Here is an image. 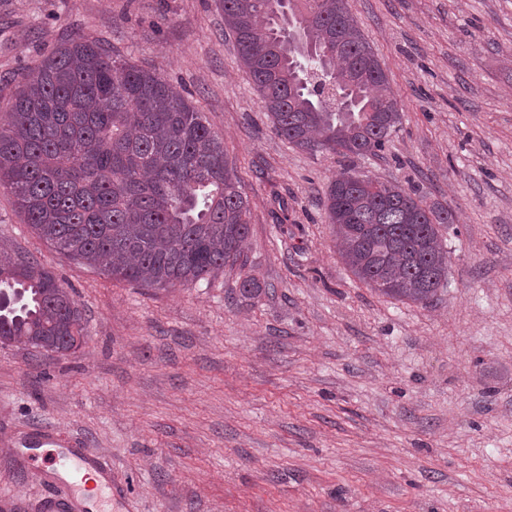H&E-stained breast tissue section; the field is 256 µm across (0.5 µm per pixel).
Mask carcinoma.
<instances>
[{"label": "carcinoma", "mask_w": 512, "mask_h": 512, "mask_svg": "<svg viewBox=\"0 0 512 512\" xmlns=\"http://www.w3.org/2000/svg\"><path fill=\"white\" fill-rule=\"evenodd\" d=\"M224 27L278 136L312 155L381 152L400 102L347 0H222ZM311 54L294 53L287 14ZM64 255L145 288L209 282L242 268L250 205L224 141L153 71L82 36L30 68L0 126V187ZM325 208L339 254L360 282L413 303L448 279L447 207L349 170ZM0 343L65 353L84 337L71 292L29 256L0 252ZM241 297L273 290L239 279Z\"/></svg>", "instance_id": "1"}]
</instances>
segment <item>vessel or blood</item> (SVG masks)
<instances>
[{
  "instance_id": "obj_1",
  "label": "vessel or blood",
  "mask_w": 512,
  "mask_h": 512,
  "mask_svg": "<svg viewBox=\"0 0 512 512\" xmlns=\"http://www.w3.org/2000/svg\"><path fill=\"white\" fill-rule=\"evenodd\" d=\"M36 469L53 488L42 499L41 512H98L102 492L112 486L105 458L86 445H58Z\"/></svg>"
}]
</instances>
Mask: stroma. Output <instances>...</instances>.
I'll use <instances>...</instances> for the list:
<instances>
[{
  "mask_svg": "<svg viewBox=\"0 0 512 512\" xmlns=\"http://www.w3.org/2000/svg\"><path fill=\"white\" fill-rule=\"evenodd\" d=\"M401 103L376 156L278 136L220 0H0V124L75 36L154 70L224 140L250 200L249 300L113 281L40 239L0 188V246L54 272L88 336L0 345V494L38 512L19 451L98 449L121 512H512V0H347ZM347 169L448 206V282L423 305L342 263L325 194Z\"/></svg>",
  "mask_w": 512,
  "mask_h": 512,
  "instance_id": "1",
  "label": "stroma"
}]
</instances>
